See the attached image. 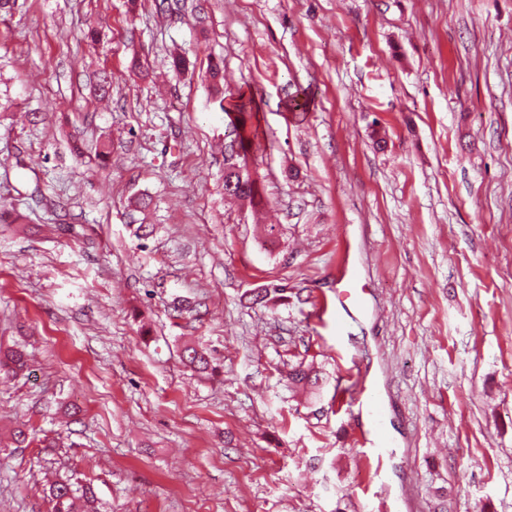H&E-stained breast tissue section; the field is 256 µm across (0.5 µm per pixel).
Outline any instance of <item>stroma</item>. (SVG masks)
<instances>
[{
  "mask_svg": "<svg viewBox=\"0 0 512 512\" xmlns=\"http://www.w3.org/2000/svg\"><path fill=\"white\" fill-rule=\"evenodd\" d=\"M240 91L257 209L224 197ZM0 199V345L29 364L0 372V512L66 479L100 512H512V0H16ZM288 384L294 388H308L311 393L316 394L319 389V382L322 380L320 372L313 365L304 366L300 363L298 366L292 367L287 375ZM367 409L369 414L373 417L374 429L373 434L376 437V440L370 441V445L372 448L369 449V453L371 456L376 457L378 460L381 459L384 448H386L387 437L381 431V421H382V408L381 402L376 396H369L366 399Z\"/></svg>",
  "mask_w": 512,
  "mask_h": 512,
  "instance_id": "obj_1",
  "label": "stroma"
}]
</instances>
